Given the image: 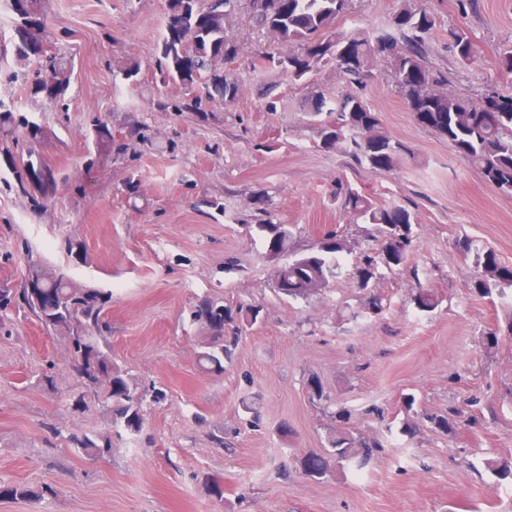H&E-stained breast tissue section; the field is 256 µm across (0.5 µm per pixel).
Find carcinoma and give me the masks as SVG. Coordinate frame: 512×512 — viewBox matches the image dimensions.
Here are the masks:
<instances>
[{"label":"carcinoma","instance_id":"obj_1","mask_svg":"<svg viewBox=\"0 0 512 512\" xmlns=\"http://www.w3.org/2000/svg\"><path fill=\"white\" fill-rule=\"evenodd\" d=\"M245 2L252 28L274 38L280 51L264 57L263 64L277 68L295 81H304L321 67L332 65L339 76L362 87L373 76L374 60L381 56L390 65L389 77L404 96L409 111L427 112V128L448 141L455 151L478 166L486 182L499 192L512 195V95L494 88L475 99H463L448 91L454 73L428 65L429 35L434 16L417 0H401L389 26L362 36L330 33L336 19L350 12L352 0H168L167 18L160 43L155 48L153 65L165 79L182 86L183 97L160 101V112H204L206 107L229 108L238 100L243 86L224 75L218 65L238 56L236 42L228 36L227 25ZM453 47L469 46L457 55L466 66L474 60L477 48L464 29H448ZM13 51L16 57L34 67L30 93L49 102L64 99L71 84L72 61L52 51V40L44 17V0H27L26 13L16 16ZM307 114L318 125L321 148L336 150L374 171L389 172L400 156L408 152L380 126L377 115L361 95L350 91L330 101L318 90L311 91ZM27 115L4 108L0 103V149L9 153L18 145V129L29 127ZM19 164L31 177L37 170L46 172L40 185L44 192L57 183L55 172L33 160V153L18 156ZM336 200L348 214L374 227L379 246L360 252L355 269L362 286H368L379 267L390 270L407 267L413 251L414 214L406 206L382 207L336 182ZM257 225L263 234L267 254L286 257L287 263L274 275L275 290L289 298L306 299L328 288L344 272L340 253L346 251L342 232L325 233L307 252L291 248L292 231L276 224L270 211V197L258 192L251 198ZM456 249L471 259L477 277L473 287L482 294L505 295L512 288V268L504 266L494 250L479 247L468 238L459 240ZM27 285L12 291L0 289V313L23 308L45 330L61 339L72 369L85 394L102 401L116 431L136 434L144 424V405L159 400L161 393L143 388L113 358L108 341V326L103 319L112 303V293L82 285L50 265L29 268ZM422 312H431L438 300L422 289L415 297ZM259 309L234 310L224 302L202 299L193 314L208 336L202 342L199 361L207 372L221 373L224 361L232 357L237 337L224 335V325L256 320ZM69 447L85 459L105 461L112 456V433L70 432ZM381 446L357 438L349 430L336 435L331 450L309 452L297 459L302 473L310 478L326 476L333 466L345 463L361 470L377 455ZM53 486H28L0 482V498L39 500L53 496Z\"/></svg>","mask_w":512,"mask_h":512}]
</instances>
